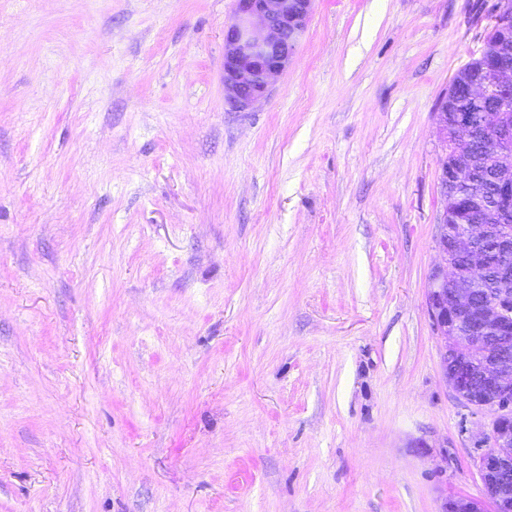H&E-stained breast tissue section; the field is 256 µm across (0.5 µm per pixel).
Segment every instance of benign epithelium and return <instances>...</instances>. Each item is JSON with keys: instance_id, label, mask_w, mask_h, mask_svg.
Returning a JSON list of instances; mask_svg holds the SVG:
<instances>
[{"instance_id": "benign-epithelium-1", "label": "benign epithelium", "mask_w": 512, "mask_h": 512, "mask_svg": "<svg viewBox=\"0 0 512 512\" xmlns=\"http://www.w3.org/2000/svg\"><path fill=\"white\" fill-rule=\"evenodd\" d=\"M313 0H236L224 29V89L245 110L262 100L289 64L306 28ZM483 39L477 60L503 52ZM467 63L440 100L437 122L445 137L438 186L446 205L435 243L446 255L432 272L427 308L439 336L459 346L443 355L448 385L468 407L491 417V445L477 465L488 499L501 512L512 491V117L492 100L512 96V65ZM463 96L478 105L461 109Z\"/></svg>"}]
</instances>
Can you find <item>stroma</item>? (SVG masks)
I'll use <instances>...</instances> for the list:
<instances>
[{
  "label": "stroma",
  "instance_id": "stroma-1",
  "mask_svg": "<svg viewBox=\"0 0 512 512\" xmlns=\"http://www.w3.org/2000/svg\"><path fill=\"white\" fill-rule=\"evenodd\" d=\"M493 2L315 0L238 110L235 0H0V512H494L426 304Z\"/></svg>",
  "mask_w": 512,
  "mask_h": 512
}]
</instances>
